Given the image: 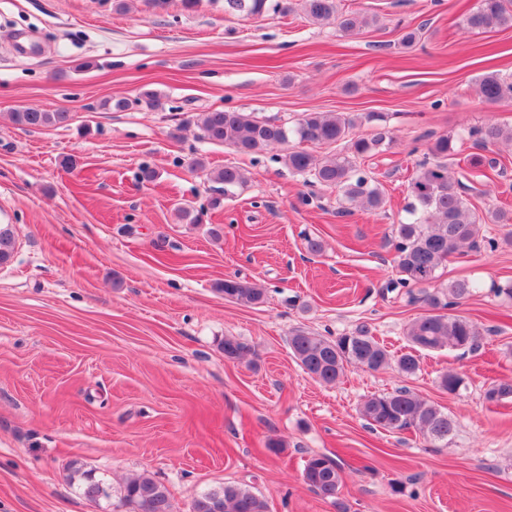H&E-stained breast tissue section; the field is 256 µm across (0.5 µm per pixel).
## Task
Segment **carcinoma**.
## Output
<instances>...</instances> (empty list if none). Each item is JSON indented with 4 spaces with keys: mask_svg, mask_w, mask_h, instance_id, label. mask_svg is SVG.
I'll use <instances>...</instances> for the list:
<instances>
[{
    "mask_svg": "<svg viewBox=\"0 0 512 512\" xmlns=\"http://www.w3.org/2000/svg\"><path fill=\"white\" fill-rule=\"evenodd\" d=\"M267 0H224V10L246 16H259L266 9ZM303 14L318 24H334L338 31L352 35L364 27L377 24V17L362 16L341 7L340 0H298ZM466 26L479 33L512 27V0H478L477 6L465 18ZM480 98L491 104L512 100V82L496 73L483 75L477 81ZM158 105L153 93L146 92L134 99L120 98L104 103V108L122 112L134 105ZM14 123L21 127L60 126L68 122L69 113L46 108H25L12 113ZM198 121L204 138L234 147L242 153H256L268 147L300 143L331 145L347 143L344 152L330 155L320 161L304 149L290 148L284 156L288 169L312 176L314 183L335 189L343 200L359 203L368 210H379L384 205L381 190L366 176L357 173L356 162L392 141L390 131L380 129L370 138L353 133V117L333 112H308L293 126L260 121L252 114L236 111L202 113ZM469 137L480 148L512 142V126L486 123L469 131ZM433 161L419 165L411 179L408 192L411 197L409 213L413 221L394 228L393 262L399 277L394 288L429 286L438 278V271L452 255L478 241L489 250L498 248V241L482 234V224H512V212L497 210L490 217L477 214L466 198L455 188L448 171V156L454 152V138L439 136L430 147ZM214 179L224 184V195L233 194L244 181L243 171L232 165L214 172ZM15 248L13 225L0 224V260L12 256ZM476 284L467 279L453 280L446 285L448 292L436 291L424 297L433 312L410 323L406 336L411 350L395 358L386 346L360 326L350 333L329 338L297 329L289 336L293 357L310 377L324 384L336 383L349 366L379 371L396 364L399 373L413 376L419 370L415 350H466L477 346L480 331L468 319L452 313L441 314L439 308L453 305V301L467 298ZM224 296L242 306L264 302L265 289L237 277L224 279ZM224 359L240 361L252 352V347L234 337L226 336L221 343ZM440 386L450 394L464 387V378L450 371L441 376ZM490 402L512 398V381L493 384L485 393ZM362 418L371 426L386 431L412 429L428 442L448 443L455 424L440 406L420 398L407 388L392 393L368 397L360 410ZM303 480L318 496L329 500L337 508L341 482V468L337 461L325 455H313L306 460ZM71 481L85 498L95 493L105 482L87 471L73 470ZM218 500L220 512H268L267 501L250 490L235 484H226L197 496L191 512H213L212 500ZM121 503L128 512H174L169 490L146 472L128 478L121 489Z\"/></svg>",
    "mask_w": 512,
    "mask_h": 512,
    "instance_id": "carcinoma-1",
    "label": "carcinoma"
}]
</instances>
